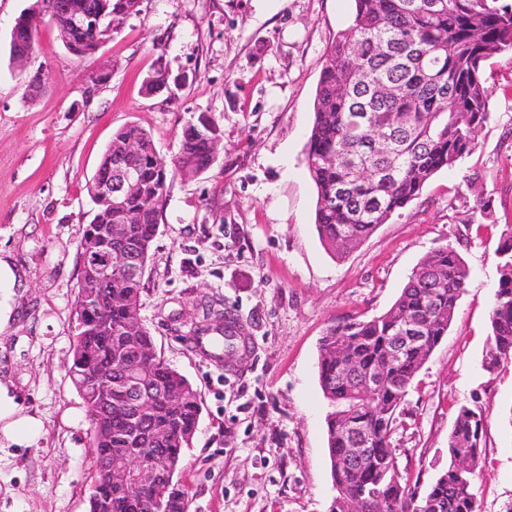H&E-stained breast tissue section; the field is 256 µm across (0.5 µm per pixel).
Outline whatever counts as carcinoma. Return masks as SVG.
I'll use <instances>...</instances> for the list:
<instances>
[{
  "instance_id": "carcinoma-1",
  "label": "carcinoma",
  "mask_w": 512,
  "mask_h": 512,
  "mask_svg": "<svg viewBox=\"0 0 512 512\" xmlns=\"http://www.w3.org/2000/svg\"><path fill=\"white\" fill-rule=\"evenodd\" d=\"M107 4L82 30L66 26L57 12L56 30L79 59L95 55L139 11L140 0H61L70 8L94 11ZM512 54V0H353L349 26L326 52L313 102V122L306 164L316 187L315 226L324 245L338 259L369 238L398 210L416 199L440 170L452 167L476 148L489 122V88L483 77L489 59ZM170 82L159 65L142 82L145 94ZM220 141L213 122L187 125L177 155L166 161L149 132L134 124L117 129L92 180L109 172L111 155L128 142L138 145L135 164L139 187L128 201L134 223L122 224L112 252L124 251L140 275L115 281L110 288L89 289L81 270L77 301L92 298L107 318L72 330V358L67 374L82 397L90 421L95 484L89 512H187V493L178 475L201 414V398L186 377L164 362L141 320V295L151 247L157 233L168 181L180 173L211 167L213 144ZM96 224H121L109 205L98 200ZM500 278L490 311L488 347L482 369L492 374L512 358V225L496 250ZM468 269L451 244L421 259L385 313L332 322L322 336L318 380L331 408L327 448L336 497L332 512H479L473 483L486 447L488 419L480 397L460 407L448 432V466L423 493L401 476L394 435L417 373L453 323L465 291ZM408 317L425 326L426 344L388 356L392 338ZM232 311L209 307L190 324L183 339L191 349L224 360L237 343ZM123 358L150 369L148 390L155 393L144 423L131 424L124 413L126 388L112 382L106 390L93 383L94 372ZM356 370L342 375V367ZM380 373L384 381L371 396L361 395L360 378ZM351 422L367 432L370 451L358 463L347 462V442L336 426ZM157 450L150 476L134 483L126 472L138 467L146 449ZM112 479L103 478L110 463Z\"/></svg>"
}]
</instances>
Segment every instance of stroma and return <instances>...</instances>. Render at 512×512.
I'll return each instance as SVG.
<instances>
[{"mask_svg": "<svg viewBox=\"0 0 512 512\" xmlns=\"http://www.w3.org/2000/svg\"><path fill=\"white\" fill-rule=\"evenodd\" d=\"M33 2L0 0V258L19 278L0 332V381L38 423L29 443L0 447V512H88L89 419L66 371L78 247L94 215L87 184L121 126L143 127L169 158L202 115L220 129V156L201 175L171 178L141 297L158 352L202 397L179 474L189 512H329L320 338L331 321L386 312L419 261L447 244L469 278L405 398L397 464L425 491L448 464L458 409L481 395L487 447L474 493L481 512H512V360L491 375L481 367L495 250L512 224V56L484 68L492 119L476 150L337 260L314 224L305 145L325 54L349 24L351 0H141L84 60L41 25L22 71L9 61L10 35ZM102 64L108 78L88 86ZM159 65L180 83L144 95ZM38 71L49 83L26 101L23 75ZM478 190L487 210L475 207ZM207 297L236 310L249 339L233 370L182 339Z\"/></svg>", "mask_w": 512, "mask_h": 512, "instance_id": "stroma-1", "label": "stroma"}]
</instances>
